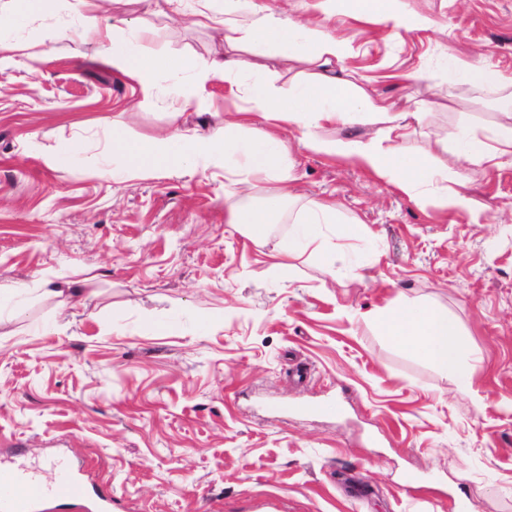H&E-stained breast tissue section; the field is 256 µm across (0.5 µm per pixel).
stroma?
Masks as SVG:
<instances>
[{"label":"stroma","instance_id":"1","mask_svg":"<svg viewBox=\"0 0 512 512\" xmlns=\"http://www.w3.org/2000/svg\"><path fill=\"white\" fill-rule=\"evenodd\" d=\"M304 19L329 14L352 80L404 109L433 101L404 148L452 163L480 223L418 208L351 160L294 147L284 212L254 239L226 204L267 185L130 174L112 123L145 138L235 120L223 77L199 112L162 98L138 108L136 80L89 46L55 37L81 16L151 29L138 52L223 54V30L190 13L221 0H85L0 29V285L23 283L0 328V467L92 465L116 512H512V164H453L450 133L485 134L512 99V0H404L435 28L393 36L350 0H263ZM480 61L504 81L455 75ZM425 70L427 86L406 74ZM78 140L67 168L46 166ZM106 176H99V169ZM310 198L335 201L360 232L334 260L284 254ZM82 305L57 316L51 288L75 268ZM447 309L472 350V386L380 336L375 316L404 302ZM208 331H201L203 320Z\"/></svg>","mask_w":512,"mask_h":512}]
</instances>
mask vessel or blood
Instances as JSON below:
<instances>
[{"label":"vessel or blood","instance_id":"b4317fda","mask_svg":"<svg viewBox=\"0 0 512 512\" xmlns=\"http://www.w3.org/2000/svg\"><path fill=\"white\" fill-rule=\"evenodd\" d=\"M59 477L56 481L44 480L38 471L17 465L0 471V512H36L39 505L51 498L82 501L87 497V487L75 478L67 459L53 461Z\"/></svg>","mask_w":512,"mask_h":512}]
</instances>
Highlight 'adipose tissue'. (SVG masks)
<instances>
[{"label":"adipose tissue","instance_id":"adipose-tissue-1","mask_svg":"<svg viewBox=\"0 0 512 512\" xmlns=\"http://www.w3.org/2000/svg\"><path fill=\"white\" fill-rule=\"evenodd\" d=\"M402 0H354L358 12L375 24L391 26L393 31L426 29L430 20L414 19L401 9ZM254 15L244 28L224 26V56L198 60L185 57L171 60L129 49L120 32L99 37L96 52L107 57L113 68L134 78L142 89L143 104H151L159 90L182 105L206 110L210 100L206 83L224 76L235 83L237 123L223 130L203 133L184 129L166 135L131 138L121 131L112 133V153L124 159L133 174L158 172L198 174L209 168L224 170L225 185L260 181L270 185L259 208L228 206L224 221L242 228L252 237H262L277 216L288 186L296 179L291 160L292 146L280 137L288 127L297 128L299 138L309 150L331 157L351 159L378 180L393 186L418 207L431 203L458 212L472 209V200L463 181H449L447 167L433 166L421 157L393 146V139L405 137L418 109L396 110L393 103L373 95L346 77L333 75L334 64L350 54L348 43L336 37L326 20L316 22L281 16L265 5L244 6L243 0H224V15L243 10ZM270 54L298 64V72L288 88L278 86L277 74L261 71L259 58ZM190 70L192 84L170 80V73ZM261 119L262 128L250 127ZM363 119L375 125L374 137L361 139L324 138L325 127L345 125ZM497 149L476 135L461 132L457 137L455 159L471 165L497 166L502 158L512 157V122L500 124L493 134ZM335 203L311 199L304 206L289 252L313 250L328 257L337 248V238L354 233L356 224L328 238L325 227L335 223ZM381 333L396 345L413 350L437 368L454 377L461 387H470L472 378L465 366L469 355L457 320L447 310L423 304H404L379 318Z\"/></svg>","mask_w":512,"mask_h":512}]
</instances>
